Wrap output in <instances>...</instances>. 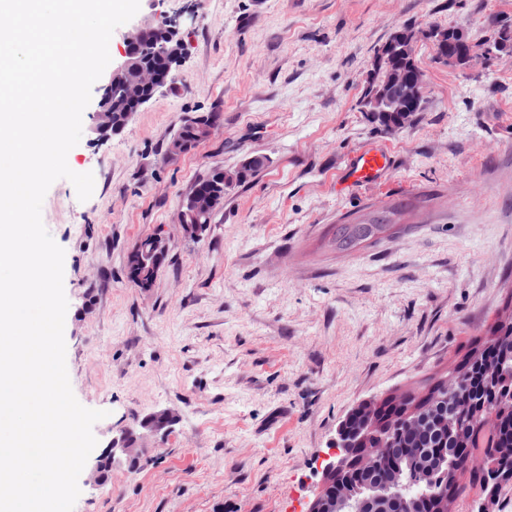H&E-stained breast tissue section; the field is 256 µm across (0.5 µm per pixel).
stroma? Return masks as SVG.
I'll return each mask as SVG.
<instances>
[{
    "mask_svg": "<svg viewBox=\"0 0 512 512\" xmlns=\"http://www.w3.org/2000/svg\"><path fill=\"white\" fill-rule=\"evenodd\" d=\"M178 19L172 85L121 134L90 131L95 82L69 167L92 173L79 201L55 181L42 221L64 249V338L73 393L105 411L97 450L148 415L144 462L105 484L81 472L74 512H307L317 460L360 401L451 370L512 296V61L487 59L512 0H141ZM463 25L469 67L420 42L424 110L401 127L362 112L373 60L398 26ZM222 115L196 150L166 145L190 116ZM386 150L373 182L337 190L362 149ZM266 157L224 190L200 237L178 222L211 167ZM388 229L355 251L337 225ZM168 246L152 285L128 277L137 243Z\"/></svg>",
    "mask_w": 512,
    "mask_h": 512,
    "instance_id": "1",
    "label": "stroma"
}]
</instances>
